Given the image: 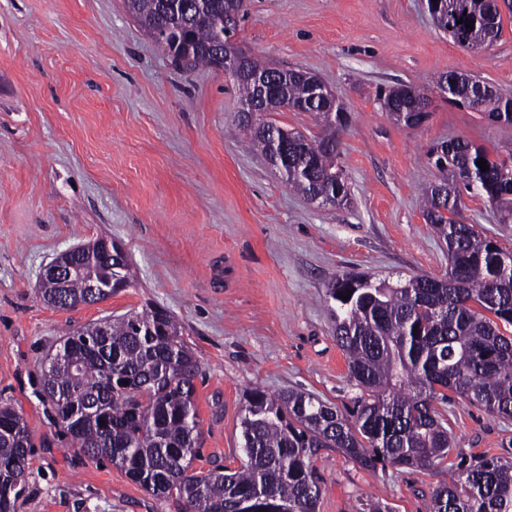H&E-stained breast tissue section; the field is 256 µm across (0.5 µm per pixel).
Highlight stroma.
<instances>
[{
    "mask_svg": "<svg viewBox=\"0 0 512 512\" xmlns=\"http://www.w3.org/2000/svg\"><path fill=\"white\" fill-rule=\"evenodd\" d=\"M237 39L278 68L316 73L349 111L339 137L350 200L318 206L291 191L238 130L232 79L176 65L124 0H0V399L27 420L34 453L16 512H185L149 495L108 460L87 458L36 395L65 332L157 304L180 323L202 365L203 433L195 468L239 454L243 395L309 391L340 413L357 393L332 332L326 289L344 272L374 281L441 277L448 253L420 206L437 182L428 148L460 138L512 155V124H492L433 91L444 72L512 93V13L492 47H459L424 0H251ZM431 90L410 129L378 93ZM467 223L512 252V224L465 196ZM122 245L136 283L62 310L38 296L60 252ZM453 446L429 470L363 469L334 448L312 451L317 512L382 499L428 512L448 470L479 456L512 460V420L460 398L444 406Z\"/></svg>",
    "mask_w": 512,
    "mask_h": 512,
    "instance_id": "35a3bbf8",
    "label": "stroma"
}]
</instances>
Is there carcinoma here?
Segmentation results:
<instances>
[{
	"mask_svg": "<svg viewBox=\"0 0 512 512\" xmlns=\"http://www.w3.org/2000/svg\"><path fill=\"white\" fill-rule=\"evenodd\" d=\"M126 0L128 12L155 42L187 66H212L213 53L236 36L237 18L225 0ZM468 20L467 28L457 20ZM498 0H442L439 28L467 51L493 43L502 29ZM261 93L254 82H235L242 107L268 109L282 100L302 103L322 126L309 138L274 121L251 122L249 137L290 189L309 201L335 197L345 179L336 165L339 130L349 113L315 99L297 70H281ZM490 121L512 124L498 112L511 93L472 96L458 73L438 85ZM382 108L400 111L403 124L429 117L428 90L392 87ZM441 174L423 194V217L448 249L443 278L413 277L391 286L341 274L327 287L336 343L360 395L353 419L306 391L245 394L240 421L239 466L194 471L201 436L195 379L201 364L167 310H131L72 332L48 359L39 394L80 451L107 458L159 498L176 496L189 512H316L320 489L313 448H337L365 468L390 464L429 469L452 447L447 420L436 403L447 392L493 417L512 419V258L461 219L463 193L494 205L502 224L512 223V155H491L482 145L452 140L430 149ZM486 160L489 170L477 166ZM71 259L79 271L63 282L47 280L39 298L60 309L105 300L130 287L134 272L122 247L98 241ZM101 288L92 290L89 283ZM350 295L342 300L339 295ZM34 445L27 421L0 401V512H15L27 483ZM429 512H512V461L483 458L448 475L432 492Z\"/></svg>",
	"mask_w": 512,
	"mask_h": 512,
	"instance_id": "carcinoma-1",
	"label": "carcinoma"
}]
</instances>
